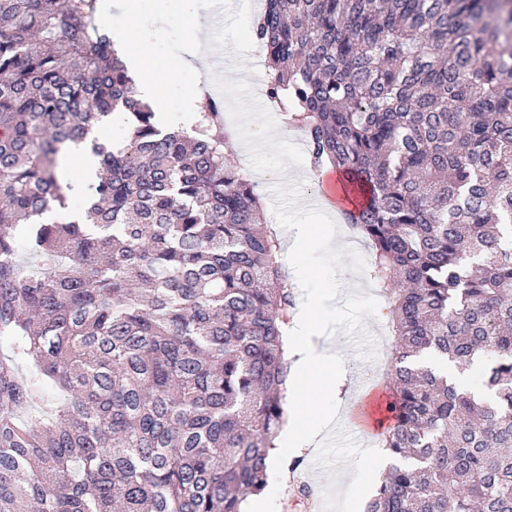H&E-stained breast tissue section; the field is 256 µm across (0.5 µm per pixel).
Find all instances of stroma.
I'll return each instance as SVG.
<instances>
[{"instance_id":"35a3bbf8","label":"stroma","mask_w":512,"mask_h":512,"mask_svg":"<svg viewBox=\"0 0 512 512\" xmlns=\"http://www.w3.org/2000/svg\"><path fill=\"white\" fill-rule=\"evenodd\" d=\"M196 9L200 15L220 17L218 43L196 46L189 27L179 16V0H143L137 16V27L153 41L155 57L178 69L164 101L169 120L189 124V99L213 76L209 66L180 69L182 58L197 51L211 59L215 47H222L233 63L232 69L224 73L225 106L235 117L238 140L246 146L244 153L233 154V162L248 165L256 173L258 192L271 202L266 210L267 221L278 233H285L296 224H319L327 240H334V249H327L325 243H314L299 247L295 255L296 263L309 265L321 274L323 287L334 295V311L323 333L327 346L343 343L353 327H362L366 332L364 345L346 352L348 374L344 393L340 400H326L325 408L333 420L312 454L300 459L290 483L280 484L278 474L268 471L267 481L278 484L279 497L269 501L266 512H285L288 500L297 499L305 489L310 492L309 512H364L361 500L372 497L376 485L369 479L373 463L361 450L378 443L379 438H352L343 433L341 418L348 406L360 400L364 389H385L390 381L389 372L381 370L379 364V347L390 336L388 303L380 285L368 274L365 255L371 247L367 242L355 243L347 238L336 221V211L325 205H312L320 174L309 167L303 131L292 127L287 135L271 137L259 145L252 142L256 124H277L281 115L270 111L257 93L266 69L255 55L249 0H196ZM283 162L288 165L291 180L269 178V171ZM349 468L359 479L352 492L345 487V471Z\"/></svg>"}]
</instances>
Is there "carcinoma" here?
Wrapping results in <instances>:
<instances>
[{
	"label": "carcinoma",
	"mask_w": 512,
	"mask_h": 512,
	"mask_svg": "<svg viewBox=\"0 0 512 512\" xmlns=\"http://www.w3.org/2000/svg\"><path fill=\"white\" fill-rule=\"evenodd\" d=\"M98 14L0 0V512H244L285 415L282 243L213 98L161 128ZM252 33L311 166L370 188L344 216L389 295L397 464L366 512H512V0H266ZM115 112L71 215L65 148ZM426 355L486 359L490 398Z\"/></svg>",
	"instance_id": "carcinoma-1"
}]
</instances>
